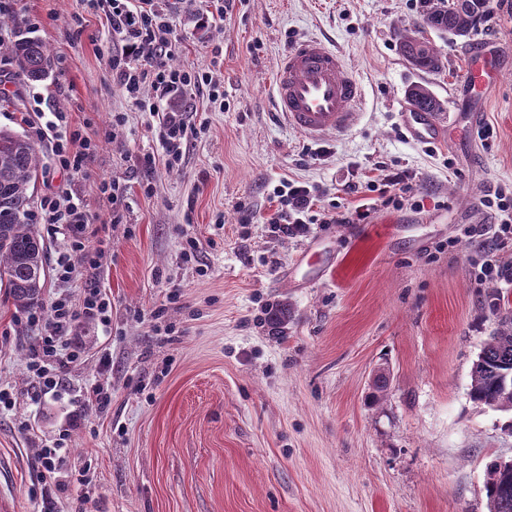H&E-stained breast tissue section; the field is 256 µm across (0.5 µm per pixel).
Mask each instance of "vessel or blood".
Here are the masks:
<instances>
[{"label": "vessel or blood", "mask_w": 512, "mask_h": 512, "mask_svg": "<svg viewBox=\"0 0 512 512\" xmlns=\"http://www.w3.org/2000/svg\"><path fill=\"white\" fill-rule=\"evenodd\" d=\"M498 50L487 46L474 52L463 83L477 96L495 82ZM363 101L360 80L341 55L325 40L311 37L294 43L280 60L273 79L274 110L283 122L306 138L319 140L351 130ZM407 129L412 140L425 143L440 138L435 113L412 110Z\"/></svg>", "instance_id": "1"}]
</instances>
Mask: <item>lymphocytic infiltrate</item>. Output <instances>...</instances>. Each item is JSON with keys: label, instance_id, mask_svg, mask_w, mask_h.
<instances>
[{"label": "lymphocytic infiltrate", "instance_id": "lymphocytic-infiltrate-1", "mask_svg": "<svg viewBox=\"0 0 512 512\" xmlns=\"http://www.w3.org/2000/svg\"><path fill=\"white\" fill-rule=\"evenodd\" d=\"M106 18L112 30L125 41L122 54L110 61L112 80L135 101L140 111L161 114L160 143L167 166L175 167L196 127L184 113L163 112L164 102L175 95L190 101L203 95L214 100L219 96V86L209 70L172 65L171 60L179 48L169 36L170 24L159 0H112ZM35 134L37 138L53 140L56 165L70 175L85 172L97 148L95 141L72 128L66 116L60 113L53 121L37 128ZM273 196L278 208L268 222L275 232L290 237L300 233L306 225L317 223L318 197L312 185L284 180L274 187ZM483 204L494 212L495 222L473 225L467 233L479 239L486 250L501 249L512 241V200L506 199L501 187L492 186L487 188ZM31 218L47 225L53 233L69 231L70 237L55 260L62 278H71L76 273L91 275L99 268L110 244L104 240L99 248L86 249L77 232L89 224L90 217L67 192L58 189L44 195L39 210L32 213ZM84 319L97 321L105 327L112 323L111 302L93 285L84 288L79 300H71L61 293L48 306L27 311V325L43 330L26 364L28 373L39 385L38 397L55 392L68 367L81 360L82 350L72 334L76 324Z\"/></svg>", "mask_w": 512, "mask_h": 512}]
</instances>
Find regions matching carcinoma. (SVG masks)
<instances>
[{
	"label": "carcinoma",
	"mask_w": 512,
	"mask_h": 512,
	"mask_svg": "<svg viewBox=\"0 0 512 512\" xmlns=\"http://www.w3.org/2000/svg\"><path fill=\"white\" fill-rule=\"evenodd\" d=\"M426 26L455 37H465L484 16L488 0H428ZM402 51L414 67L439 69L438 55L430 44L411 35ZM16 65L30 81H41L51 67V55L40 41L21 37L12 45ZM412 104L428 112L441 104L425 89L410 92ZM40 165L36 145L10 130H0V290L18 309L39 305L44 285L45 252L34 225L28 222L33 204L30 185ZM501 328L490 336L474 362L471 373L472 401L489 408L512 411V313L500 314ZM489 512H512V468L489 466L486 479Z\"/></svg>",
	"instance_id": "cac0c4a2"
}]
</instances>
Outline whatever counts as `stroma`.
Listing matches in <instances>:
<instances>
[{
  "label": "stroma",
  "mask_w": 512,
  "mask_h": 512,
  "mask_svg": "<svg viewBox=\"0 0 512 512\" xmlns=\"http://www.w3.org/2000/svg\"><path fill=\"white\" fill-rule=\"evenodd\" d=\"M160 4L182 46L176 65L219 61L224 82L223 105L195 101L189 117L202 131L170 170L156 117L112 81L108 60L123 43L104 13L80 0H13L0 24L52 55L46 78L30 82L0 45V128L28 136L38 113L62 112L98 143L87 172L68 176L52 140L39 142L34 199L62 186L93 219L86 246L111 241L97 285L112 329L79 324L85 353L42 402L26 369L39 330L0 296V388L16 398L0 412L10 512H40L39 449L64 432L69 453L52 490L60 512L85 494L90 512H489L487 467L512 459V413L475 404L469 388L499 324L489 297L512 310V283L477 278L482 248L464 229L489 222L487 187L512 190V0H490L466 38L423 26L425 0H245L221 21L205 0L190 12ZM408 30L435 48L438 71L407 61ZM311 36L333 44L364 88L357 124L316 142L271 103L281 56ZM488 45L501 50L498 80L475 101L461 83L472 51ZM416 85L440 101L445 140L410 138L402 114ZM476 109L488 139L467 126ZM385 165L409 170L413 192L369 191ZM107 178L126 187L119 207L99 190ZM282 179L319 186L327 211L375 208L364 224L282 237L267 223ZM348 181L363 192L344 194ZM244 206L253 223H241ZM322 262L332 275L319 277ZM283 306L290 316L272 328ZM381 368L390 384L377 395ZM100 380L110 405L85 408ZM81 469L84 487L73 478Z\"/></svg>",
  "instance_id": "1"
}]
</instances>
